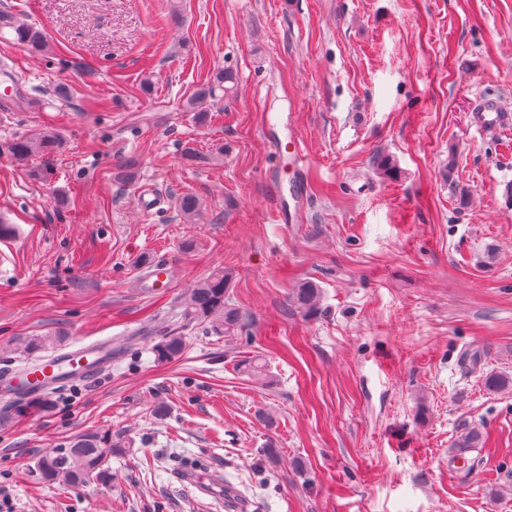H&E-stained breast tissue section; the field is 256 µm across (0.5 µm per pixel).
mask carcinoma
Instances as JSON below:
<instances>
[{
  "label": "carcinoma",
  "mask_w": 512,
  "mask_h": 512,
  "mask_svg": "<svg viewBox=\"0 0 512 512\" xmlns=\"http://www.w3.org/2000/svg\"><path fill=\"white\" fill-rule=\"evenodd\" d=\"M9 28L14 39L33 52L45 48V35L37 27L20 21L7 11H0V29ZM233 76L228 71L217 74L214 81L197 88L194 101L210 100L217 92L229 93ZM60 145L59 134L42 129L11 140L6 150L17 162H24L38 154L49 157L56 153ZM375 169L383 180L398 178V168L387 155H380L375 161ZM183 216L190 220L201 209L200 198L193 193H185L177 200ZM234 279V271L222 268L212 271L198 282L185 298L179 319L181 326H201L206 332L224 337L238 335L244 328L243 317L228 297ZM320 291L318 286L307 281L289 293V302L307 314L318 311ZM148 342L155 355V361L168 362L178 357L185 349L183 336L170 330L161 336H149ZM61 341V336H36L23 341V353L31 355ZM236 370L251 381L260 385L273 382L267 362L259 356H250L236 363ZM20 399L31 404L36 413L48 412L54 407L49 392L23 391ZM126 446L120 434L92 431L77 435L52 449L51 453L37 462L36 473L44 481H53L70 486L89 484L103 480L110 474L109 463L112 457L125 452Z\"/></svg>",
  "instance_id": "cac0c4a2"
}]
</instances>
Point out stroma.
Masks as SVG:
<instances>
[{
  "label": "stroma",
  "instance_id": "1",
  "mask_svg": "<svg viewBox=\"0 0 512 512\" xmlns=\"http://www.w3.org/2000/svg\"><path fill=\"white\" fill-rule=\"evenodd\" d=\"M2 7L47 47L0 31L24 97L0 109V221L15 228L0 240V372L20 374L31 336L62 335L46 361L114 346L50 413L9 416L0 397L7 512H512V390L485 386L512 374V124L475 127L480 96L512 114V0ZM227 69L235 94L190 107ZM39 128L61 137L52 160L4 152ZM380 155L396 180L377 175ZM186 192L202 201L190 220ZM152 262L170 280L153 282ZM223 267L241 335L187 327L165 363L127 345L171 328ZM303 281L321 289L316 315L288 302ZM253 355L273 385L236 371ZM107 430L129 444L109 479L36 481L59 442ZM467 430L486 437L470 473L450 461ZM178 457L201 461L212 492Z\"/></svg>",
  "mask_w": 512,
  "mask_h": 512
}]
</instances>
